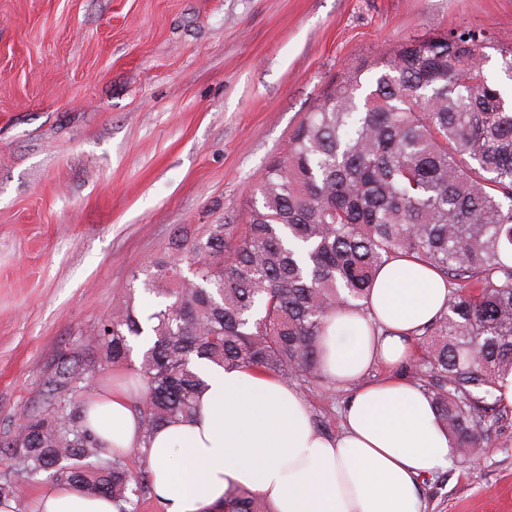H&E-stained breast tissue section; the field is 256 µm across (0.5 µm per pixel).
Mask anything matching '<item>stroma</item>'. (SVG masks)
Segmentation results:
<instances>
[{"instance_id": "obj_1", "label": "stroma", "mask_w": 512, "mask_h": 512, "mask_svg": "<svg viewBox=\"0 0 512 512\" xmlns=\"http://www.w3.org/2000/svg\"><path fill=\"white\" fill-rule=\"evenodd\" d=\"M512 43V0H0V440L180 231L241 224L345 69L410 38ZM314 426L347 393L302 385ZM423 512H512V416Z\"/></svg>"}]
</instances>
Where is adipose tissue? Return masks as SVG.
I'll return each mask as SVG.
<instances>
[{
	"label": "adipose tissue",
	"instance_id": "1",
	"mask_svg": "<svg viewBox=\"0 0 512 512\" xmlns=\"http://www.w3.org/2000/svg\"><path fill=\"white\" fill-rule=\"evenodd\" d=\"M447 298L441 274L403 256L380 271L364 311L330 321L320 338L323 370L348 392L337 435L315 429L294 385L209 363L189 421L143 437L135 405L144 385L120 376L89 399L87 423L109 454L145 448L152 495L165 512H211L234 487L266 499L273 512H421V482L449 467L455 449L401 368ZM36 509L114 512L111 499L68 484L41 492Z\"/></svg>",
	"mask_w": 512,
	"mask_h": 512
}]
</instances>
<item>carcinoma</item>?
I'll return each instance as SVG.
<instances>
[{"label": "carcinoma", "instance_id": "obj_1", "mask_svg": "<svg viewBox=\"0 0 512 512\" xmlns=\"http://www.w3.org/2000/svg\"><path fill=\"white\" fill-rule=\"evenodd\" d=\"M482 31L413 38L342 72L261 175L244 224H211L142 281L161 299L142 315L135 293L91 333L107 365H132L144 438L195 414V362L319 383V337L360 312L378 271L417 258L448 281V301L414 343L407 374L467 462L503 415L512 374V98L485 72ZM63 364L50 400L0 441V504L14 477L76 484L138 512L152 496L147 454L107 456L69 395L92 378ZM216 512H271L244 488Z\"/></svg>", "mask_w": 512, "mask_h": 512}]
</instances>
